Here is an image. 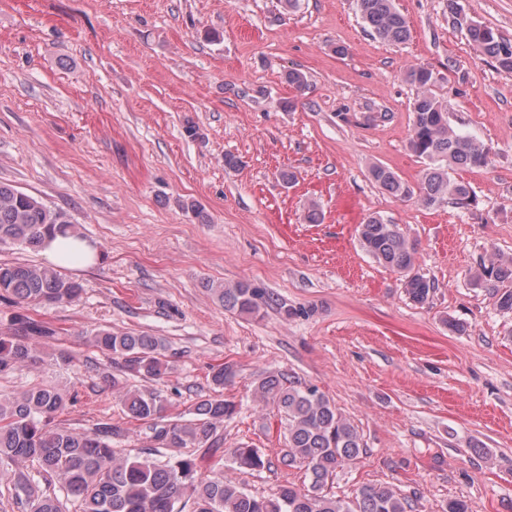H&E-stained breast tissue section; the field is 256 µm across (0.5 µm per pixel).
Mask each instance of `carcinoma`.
<instances>
[{
    "label": "carcinoma",
    "mask_w": 512,
    "mask_h": 512,
    "mask_svg": "<svg viewBox=\"0 0 512 512\" xmlns=\"http://www.w3.org/2000/svg\"><path fill=\"white\" fill-rule=\"evenodd\" d=\"M356 4L374 37L394 45L409 39V22L395 0H356ZM448 12L478 56L512 73V39L467 19L457 0H448ZM407 80L417 90L408 144L416 156L427 161L426 167L415 190L380 164L370 166V180L390 195L415 197L426 207L446 201L466 208L473 202L472 189L468 183L450 178L448 170L486 167L491 149L448 122L445 105L431 92L436 82L432 70L412 67ZM58 235H76L74 225L61 212L0 182V245L36 250ZM359 239L379 264L401 274L403 288L413 303L429 301L435 282L415 271L416 246L399 225L370 215L359 225ZM475 283L488 289L498 310L512 312V257L483 266ZM209 289L229 312L257 317L273 304L285 315L292 314L285 302L247 281L211 284ZM81 291L78 282L53 266L0 263V297L16 304L72 303ZM19 321L20 332L0 336V373L41 359V340L53 335L39 322L22 316ZM89 342L121 358L131 375L156 380L169 370L159 336L99 329L89 336ZM235 376L231 364L213 369V393L199 400L188 418L168 414L167 399L159 390L132 389L112 377V389L119 393L127 413L146 425L157 447L177 453L174 460L166 462L118 454L109 440L123 431L108 422L84 432L56 424L55 418L66 407V394L58 387H34L18 396L0 394V483L11 486L13 498L26 502L30 512L66 510L58 496L44 493L29 476L12 469L14 465L37 464L73 498L75 512H414L413 498L390 486L363 484L347 500L331 492L337 470L365 451L361 434L328 396L283 370L265 372L255 393L285 422L280 466L305 470L306 486L288 483L271 496H255L222 472L200 474L197 459L181 450L211 448L217 443L224 419L236 413V405L223 393L224 384ZM228 454L241 471L261 470L269 464L260 449L246 444L229 449Z\"/></svg>",
    "instance_id": "1"
}]
</instances>
